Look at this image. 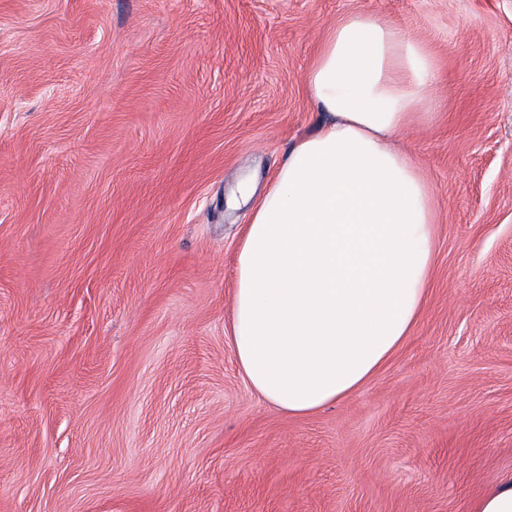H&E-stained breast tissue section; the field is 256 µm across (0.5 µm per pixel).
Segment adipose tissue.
<instances>
[{"mask_svg":"<svg viewBox=\"0 0 512 512\" xmlns=\"http://www.w3.org/2000/svg\"><path fill=\"white\" fill-rule=\"evenodd\" d=\"M436 62L352 13L307 73L326 118L288 151L239 247L231 334L252 388L307 415L358 391L410 336L433 261L434 192L393 138L428 124Z\"/></svg>","mask_w":512,"mask_h":512,"instance_id":"ef3b65f1","label":"adipose tissue"}]
</instances>
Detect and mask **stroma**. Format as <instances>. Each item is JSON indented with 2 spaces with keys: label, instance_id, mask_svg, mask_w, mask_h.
Returning a JSON list of instances; mask_svg holds the SVG:
<instances>
[{
  "label": "stroma",
  "instance_id": "stroma-1",
  "mask_svg": "<svg viewBox=\"0 0 512 512\" xmlns=\"http://www.w3.org/2000/svg\"><path fill=\"white\" fill-rule=\"evenodd\" d=\"M350 13L437 61L406 343L290 415L230 340L236 253L325 118ZM512 474V0H0V512H469Z\"/></svg>",
  "mask_w": 512,
  "mask_h": 512
}]
</instances>
